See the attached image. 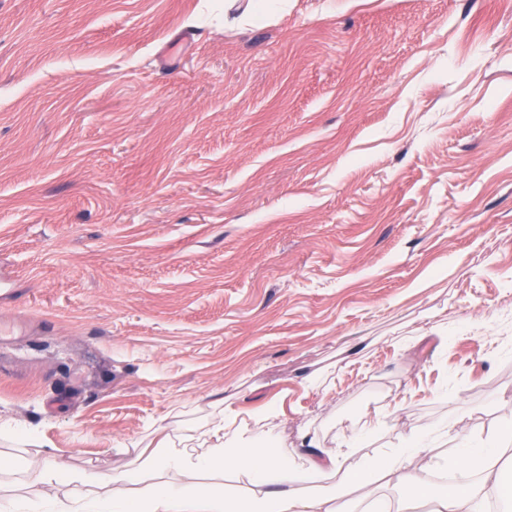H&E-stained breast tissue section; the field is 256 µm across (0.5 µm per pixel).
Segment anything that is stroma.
<instances>
[{
    "label": "stroma",
    "instance_id": "1",
    "mask_svg": "<svg viewBox=\"0 0 512 512\" xmlns=\"http://www.w3.org/2000/svg\"><path fill=\"white\" fill-rule=\"evenodd\" d=\"M251 3L0 0V488L512 421V8Z\"/></svg>",
    "mask_w": 512,
    "mask_h": 512
}]
</instances>
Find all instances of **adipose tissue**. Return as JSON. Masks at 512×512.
<instances>
[{"label":"adipose tissue","mask_w":512,"mask_h":512,"mask_svg":"<svg viewBox=\"0 0 512 512\" xmlns=\"http://www.w3.org/2000/svg\"><path fill=\"white\" fill-rule=\"evenodd\" d=\"M443 427L416 430L402 448L383 458L354 459V438L345 439L335 455L302 465L281 457L273 436L258 432L243 412L220 408L208 435L213 444L192 454L161 445L142 454L123 471L102 482L98 473H73L45 454L37 461L44 484L34 498L0 495V512H340L333 478L360 490L365 512H410L414 501L429 497L434 484L431 468L407 469L406 464L426 451ZM512 457V432L488 441L460 445L451 464L462 480L453 491L432 499V512H486L490 493L503 486L500 463ZM241 473L253 487L246 500L227 495L225 470ZM397 478L403 495L390 499L376 488L377 474ZM208 483H200V476ZM106 492H96L98 484ZM430 498V497H429Z\"/></svg>","instance_id":"1"}]
</instances>
